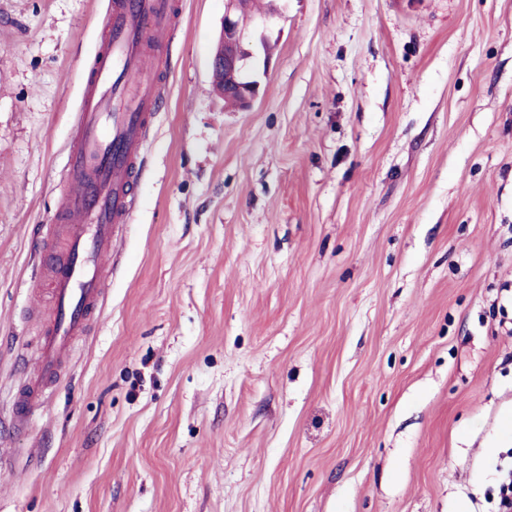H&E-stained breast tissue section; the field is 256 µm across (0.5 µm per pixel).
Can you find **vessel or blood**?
I'll return each mask as SVG.
<instances>
[{
	"label": "vessel or blood",
	"mask_w": 512,
	"mask_h": 512,
	"mask_svg": "<svg viewBox=\"0 0 512 512\" xmlns=\"http://www.w3.org/2000/svg\"><path fill=\"white\" fill-rule=\"evenodd\" d=\"M174 14V0H108L62 170L66 189L52 214L64 237L46 233L38 244L54 289L50 326L36 354L41 378L58 377L102 299L104 259L131 219L144 134L163 104L159 78L141 63L150 49L165 48Z\"/></svg>",
	"instance_id": "1"
}]
</instances>
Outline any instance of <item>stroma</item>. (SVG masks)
<instances>
[{
  "mask_svg": "<svg viewBox=\"0 0 512 512\" xmlns=\"http://www.w3.org/2000/svg\"><path fill=\"white\" fill-rule=\"evenodd\" d=\"M90 330L12 421L108 0H0V512H495L512 449V0H177ZM244 26L228 7L224 13V28L220 38L221 46L212 65L227 75L223 88V73L214 69L217 86L228 99L238 107H248L258 94L260 82L256 79L250 64L253 53L243 46Z\"/></svg>",
  "mask_w": 512,
  "mask_h": 512,
  "instance_id": "obj_1",
  "label": "stroma"
}]
</instances>
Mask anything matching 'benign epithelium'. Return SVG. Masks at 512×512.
<instances>
[{
    "instance_id": "7a95c632",
    "label": "benign epithelium",
    "mask_w": 512,
    "mask_h": 512,
    "mask_svg": "<svg viewBox=\"0 0 512 512\" xmlns=\"http://www.w3.org/2000/svg\"><path fill=\"white\" fill-rule=\"evenodd\" d=\"M243 40L244 26L229 8L224 13L221 46L213 59V66L227 75L223 88L224 98L238 107L245 108L257 96L260 82L256 79L250 64L253 53L244 48Z\"/></svg>"
}]
</instances>
